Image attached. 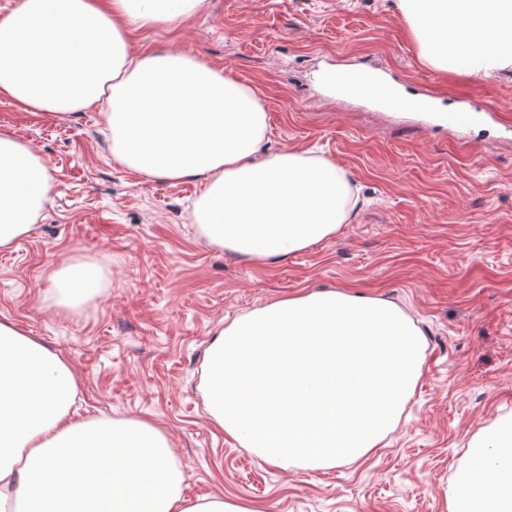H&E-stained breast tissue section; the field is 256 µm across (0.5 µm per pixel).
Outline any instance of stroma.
<instances>
[{"instance_id": "35a3bbf8", "label": "stroma", "mask_w": 512, "mask_h": 512, "mask_svg": "<svg viewBox=\"0 0 512 512\" xmlns=\"http://www.w3.org/2000/svg\"><path fill=\"white\" fill-rule=\"evenodd\" d=\"M133 53L184 52L252 87L267 151L324 156L358 204L336 235L257 264L212 245L195 222L200 188L139 176L112 159L99 112L35 117L0 95V130L47 161L53 199L0 249V320L68 359L78 412L148 417L170 434L187 497L263 512H446L469 441L512 415V70L442 74L425 64L398 0H202L170 28L140 29ZM367 67L478 103L496 122L466 138L353 101L317 74ZM104 286L61 311L48 286L70 256ZM336 289L403 308L424 340L422 376L397 426L368 457L322 470L263 462L211 418L206 351L239 316L284 296Z\"/></svg>"}]
</instances>
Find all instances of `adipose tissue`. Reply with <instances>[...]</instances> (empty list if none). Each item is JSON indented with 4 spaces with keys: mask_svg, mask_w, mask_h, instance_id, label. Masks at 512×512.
Masks as SVG:
<instances>
[{
    "mask_svg": "<svg viewBox=\"0 0 512 512\" xmlns=\"http://www.w3.org/2000/svg\"><path fill=\"white\" fill-rule=\"evenodd\" d=\"M202 0H17L0 18V95L49 117L103 112L112 158L152 179L201 185L196 222L216 246L265 264L332 237L355 203L333 161L263 152L267 115L248 86L199 59L136 55L134 29L174 26ZM420 57L442 73L512 68V0H400ZM46 161L0 131V248L51 201ZM104 274L72 261L51 277L59 306L96 295ZM69 362L0 320V503L19 512H261L183 493L166 432L148 418H77ZM443 491L447 512H512V417L469 443Z\"/></svg>",
    "mask_w": 512,
    "mask_h": 512,
    "instance_id": "obj_1",
    "label": "adipose tissue"
}]
</instances>
